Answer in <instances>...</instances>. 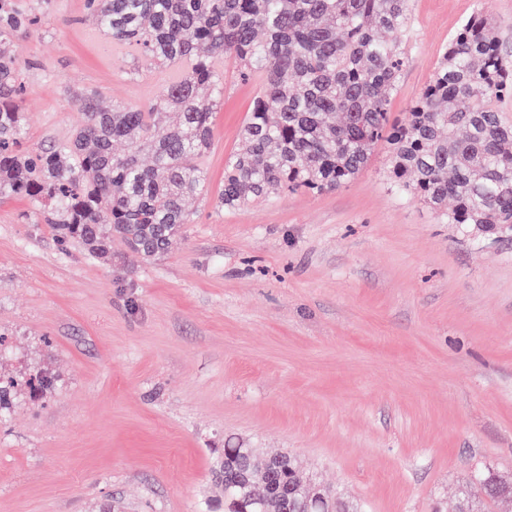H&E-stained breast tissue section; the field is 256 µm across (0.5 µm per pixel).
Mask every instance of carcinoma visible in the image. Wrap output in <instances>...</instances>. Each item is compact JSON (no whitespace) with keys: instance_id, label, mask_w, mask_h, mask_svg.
Segmentation results:
<instances>
[{"instance_id":"obj_1","label":"carcinoma","mask_w":512,"mask_h":512,"mask_svg":"<svg viewBox=\"0 0 512 512\" xmlns=\"http://www.w3.org/2000/svg\"><path fill=\"white\" fill-rule=\"evenodd\" d=\"M53 0H0V195L25 198L61 245L94 258L112 238L145 258L167 254L191 223L190 198L209 184L198 159L210 147L224 101L222 60L265 79L224 162L219 202L227 210L274 191L333 192L389 150L395 193L438 212L446 224L512 232V123L496 103L512 95V52L480 11L457 28L405 117L389 104L406 54L412 0H86L97 30L155 67H177L146 107L77 99L68 140L23 147V66L9 49ZM253 448H226L212 466L224 476L227 512H260L251 489L279 512H358L344 495L326 501L284 494L298 467L281 456L265 483L250 480ZM473 512L512 496V474L474 470L460 491Z\"/></svg>"}]
</instances>
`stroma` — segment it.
Listing matches in <instances>:
<instances>
[{
    "label": "stroma",
    "mask_w": 512,
    "mask_h": 512,
    "mask_svg": "<svg viewBox=\"0 0 512 512\" xmlns=\"http://www.w3.org/2000/svg\"><path fill=\"white\" fill-rule=\"evenodd\" d=\"M83 4L11 46L27 147L70 136L76 91L145 106L169 78L105 53ZM475 10L512 43V0H413L392 120ZM224 81L210 196L165 256L90 258L0 196V512H224L226 448L289 453L362 512H449L473 467L512 471V235L391 192L383 145L340 190L224 210L260 80Z\"/></svg>",
    "instance_id": "obj_1"
}]
</instances>
